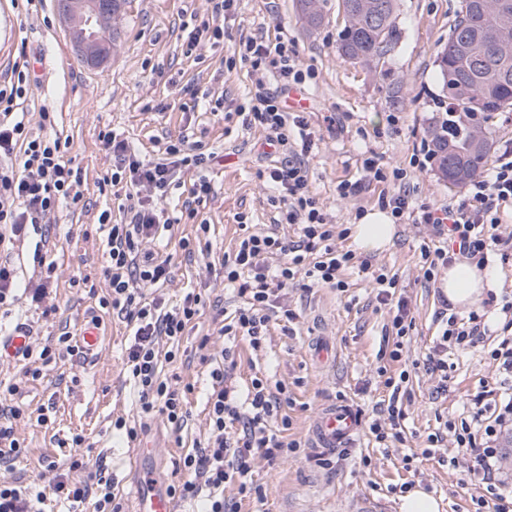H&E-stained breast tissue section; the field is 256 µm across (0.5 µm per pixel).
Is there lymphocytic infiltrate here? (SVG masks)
<instances>
[{"label": "lymphocytic infiltrate", "instance_id": "1", "mask_svg": "<svg viewBox=\"0 0 512 512\" xmlns=\"http://www.w3.org/2000/svg\"><path fill=\"white\" fill-rule=\"evenodd\" d=\"M235 56L260 73L247 101L238 105L245 129L268 133L282 159L270 169L267 179L277 193L279 224L298 227L297 239L280 235L279 224L259 230H244L233 252L222 262L224 285L231 288L238 303L225 313L221 334L246 340L251 349L262 348L272 325L296 324L299 314L288 302V292L327 286L343 292L348 288L343 278L346 269L356 266L372 284L379 304L393 312L392 328L397 338L408 336L413 318L408 301L398 293L399 280L384 268L357 262L352 250L337 246L334 224L318 200L309 191L307 171L302 160L314 144L313 134L303 116H290L284 95L291 88L302 87L312 76L300 68L297 50L287 38H246L234 48ZM26 74L18 72L11 87L0 88V313L11 314L20 300L41 303L47 295V282L55 278L57 268L48 265L45 279L20 285L7 256L16 243L24 241L30 228L49 224L61 204L78 205L82 198L81 176L68 158V145L59 137L30 132L14 110L17 99L25 94ZM105 151L112 157L110 175L103 184L122 187L128 201V221L114 224L109 213H102L101 223L109 227L103 275L111 290L112 308L124 313L131 330L126 349V375L133 385L143 415L163 416L174 429L187 421L186 391L172 384L162 374L164 364L181 358L184 332L204 306L201 294L187 292L175 306L148 295V288L164 285L170 278V259L158 260L143 252V243L155 240L160 227L173 224L164 207L173 191H182L188 202L182 219L191 221L197 212L190 200L202 199L212 186L201 177V170L211 166L215 155L202 142L182 135L167 141L160 160L141 157L117 131L102 137ZM197 170L190 184H182L183 171ZM360 180L340 182L337 192L347 198L359 193L364 185L399 180L398 190L379 195L378 206L393 223L411 222L430 227L435 245H422L420 258L425 278H432L438 265L451 264L455 257L484 261L488 245L501 254L512 251V236L499 232L500 213L512 205V150L502 153L493 167L470 182L458 204L440 206L413 202L403 187V169H386L377 155L365 157ZM442 330L426 359V370L439 374L436 393L448 390L446 372L449 350L477 347L487 336L483 314L473 311L468 317L445 316ZM490 356L495 364L497 398L486 401L476 396L469 415L448 420L442 429L428 435L430 447H442L453 439L459 454L470 460L469 480L481 493L473 497L474 512H512V471L501 464L498 446L503 432L512 430V327L503 326L495 338ZM221 367L212 369V384L206 393L209 438L205 446L185 454L184 478L170 485V494L179 501H198L203 512H239L245 499L263 501L264 494L253 480L258 462L274 464L287 451L299 448L288 438V416L280 415L285 385H270L268 379L253 377L245 396H238L233 385L236 368L231 348L221 350ZM379 367L385 387L392 393L386 408V420H372L369 432L377 444L388 440L403 441L398 390L406 382L407 372L398 378ZM21 391L19 384L0 386V469L23 452L7 419L23 414L13 398ZM279 425H272V417ZM70 469L83 470L82 480L73 482L55 474L52 488L56 494L76 502H90L93 512H120L112 480L103 467L88 468L84 459L70 461ZM234 489L235 497H225V489ZM41 494L33 492L24 480L0 472V512H38Z\"/></svg>", "mask_w": 512, "mask_h": 512}]
</instances>
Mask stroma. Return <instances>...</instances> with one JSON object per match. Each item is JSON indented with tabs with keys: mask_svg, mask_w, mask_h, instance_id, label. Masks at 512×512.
<instances>
[{
	"mask_svg": "<svg viewBox=\"0 0 512 512\" xmlns=\"http://www.w3.org/2000/svg\"><path fill=\"white\" fill-rule=\"evenodd\" d=\"M460 0H398V44L384 66L371 70L343 61L337 54L341 16L330 12L316 31H306L295 10V0H240L227 34L218 43L187 52L188 35L195 25L211 19V0H129L121 23L118 46L102 68L83 67L73 56L68 37L56 16L55 0L41 6L25 0H0V84L10 82L16 67L37 60L41 80H29L19 111L31 128H38L41 109L54 114L53 135L70 143L69 155L81 174L85 203L59 209L51 220V258L63 275L41 306H25L1 320L7 326L28 324L41 337L76 330L82 321L99 320L105 343L93 359L81 353L61 354L37 367L32 361L0 359V382H24L19 398L25 416L14 425L24 448L18 469L37 488L47 487L54 472L68 473L77 450L71 438L81 435L82 452L90 465H102L114 482L124 512H129L135 479L127 458V442L116 437L113 424L124 418L137 427L141 444L155 449L156 475L166 485L177 483L176 463L208 438L205 394L211 386V367L193 363L180 368V384L190 385L188 426L172 432L160 418L143 416L136 399L123 384L128 330L113 316L105 301L110 288L102 275L106 229L98 222L109 211L112 223L123 222L125 195L120 188L102 185L112 161L101 142L103 133L123 132L130 145L155 158L157 141L192 135L215 151L219 161L207 173L213 191L196 205L197 220L175 224L148 251L173 256L172 280L161 290L168 304L180 302L187 289L202 294L221 292L220 261L231 252L241 234V223H272L277 205L260 173L277 161L262 130L241 131L234 110L244 102L255 81L249 65L232 62V46L254 35L288 36L296 46L301 67L314 73L305 91V118L319 143L306 156L309 189L322 203L337 229L357 223L359 215L377 210L380 185L341 199L336 186L360 177L366 152L381 156L390 167L406 169L413 201L437 204L460 201L464 192L448 188L435 167L418 170L411 158L438 111L440 84L436 51L448 40ZM208 100V107L183 111L191 97ZM429 227L400 224L392 245L367 253L373 266L397 273L411 306L414 325L403 340L401 362L389 375L409 370L399 401L405 412L401 427L405 443L380 448L366 429L374 407L390 391L377 375L379 349L392 348V317L379 305L371 284L357 269L345 278L350 287L291 291L288 299L300 314L294 335L272 328L260 351L247 341L233 342L239 386L264 375L284 382L294 400L287 414L290 438L300 448L275 465L258 463L253 479L265 493L264 512H351L368 499L383 512H399L400 486L413 481L432 493L440 512H472L471 493L463 486L466 460L458 459L454 442L436 455L424 457L426 437L438 426V417L456 419L468 410L476 395L495 387V367L486 347L448 354V397L432 402L435 383L419 364L439 332L437 317L448 307L437 282L425 281L420 247L429 240ZM189 240L182 250L181 240ZM334 345L336 356L321 365L312 358L319 342ZM37 380H26L29 369ZM351 402L365 426L352 448H316L312 421L326 405ZM417 453L416 472L404 469L402 458ZM56 471H49V463Z\"/></svg>",
	"mask_w": 512,
	"mask_h": 512,
	"instance_id": "35a3bbf8",
	"label": "stroma"
}]
</instances>
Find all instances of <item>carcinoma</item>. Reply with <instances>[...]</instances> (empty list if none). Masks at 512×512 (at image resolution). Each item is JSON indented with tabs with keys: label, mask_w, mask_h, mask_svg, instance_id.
I'll return each instance as SVG.
<instances>
[{
	"label": "carcinoma",
	"mask_w": 512,
	"mask_h": 512,
	"mask_svg": "<svg viewBox=\"0 0 512 512\" xmlns=\"http://www.w3.org/2000/svg\"><path fill=\"white\" fill-rule=\"evenodd\" d=\"M482 0H461L448 43L436 53V67L442 97L456 106L448 125L432 118L428 142L440 178L450 188H462L481 174L493 149L490 126L484 128V145H472V131L466 114H480L489 120L497 112L512 110V56L504 59L486 40L491 30L504 31L512 38V0H501L502 11L487 15ZM296 9L309 26L318 27L331 10L330 0H296ZM344 26L339 32L337 51L351 63L370 68L385 64L398 43L396 0H338ZM454 159L460 175L448 171Z\"/></svg>",
	"instance_id": "obj_1"
}]
</instances>
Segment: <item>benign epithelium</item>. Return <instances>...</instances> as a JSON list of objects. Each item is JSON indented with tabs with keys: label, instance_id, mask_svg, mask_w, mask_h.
Segmentation results:
<instances>
[{
	"label": "benign epithelium",
	"instance_id": "benign-epithelium-1",
	"mask_svg": "<svg viewBox=\"0 0 512 512\" xmlns=\"http://www.w3.org/2000/svg\"><path fill=\"white\" fill-rule=\"evenodd\" d=\"M124 0H56V13L67 33L77 60L98 69L112 57L114 10Z\"/></svg>",
	"mask_w": 512,
	"mask_h": 512
}]
</instances>
